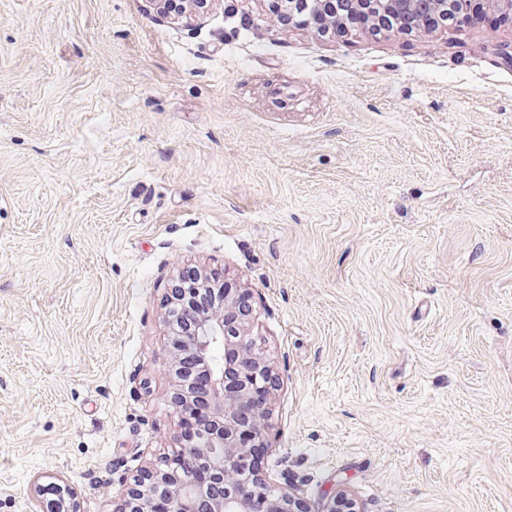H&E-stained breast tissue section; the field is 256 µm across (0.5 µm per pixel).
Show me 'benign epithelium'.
Instances as JSON below:
<instances>
[{"label": "benign epithelium", "instance_id": "obj_1", "mask_svg": "<svg viewBox=\"0 0 512 512\" xmlns=\"http://www.w3.org/2000/svg\"><path fill=\"white\" fill-rule=\"evenodd\" d=\"M273 18L281 13L296 12L320 3V0H268ZM473 0H434L435 10L443 15L453 13L454 26L469 21L468 10ZM206 291L214 297L209 313L194 315L196 294ZM242 286L234 280L213 285L207 280L199 284L176 281L169 288V324L172 335V358L179 364L188 355L202 365L208 377L210 424L194 441L178 440L188 449L156 460L145 476L147 484L136 476L126 490L124 512H154L157 496L167 502L166 512H178L177 506L205 502L206 512H307L304 502L279 489L255 494L245 477L252 472V456L257 448L268 447L266 421L269 407L246 411L255 392L272 393L273 373L257 352L256 340L250 333V318L238 309ZM221 348L223 360L212 361V351ZM172 404L178 416L190 411L191 390L178 379L172 393ZM208 469L204 480L183 482L178 479L172 462L184 457ZM324 512H358L352 495L346 490L329 493Z\"/></svg>", "mask_w": 512, "mask_h": 512}]
</instances>
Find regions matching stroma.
Masks as SVG:
<instances>
[{"instance_id": "1", "label": "stroma", "mask_w": 512, "mask_h": 512, "mask_svg": "<svg viewBox=\"0 0 512 512\" xmlns=\"http://www.w3.org/2000/svg\"><path fill=\"white\" fill-rule=\"evenodd\" d=\"M512 25L0 0V512H120L180 432L167 292L244 283L259 478L512 512Z\"/></svg>"}]
</instances>
